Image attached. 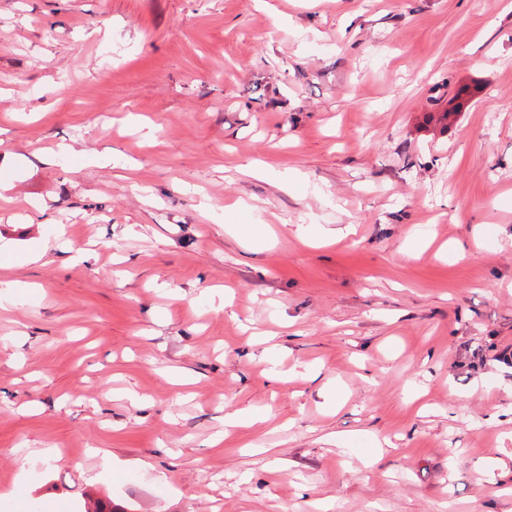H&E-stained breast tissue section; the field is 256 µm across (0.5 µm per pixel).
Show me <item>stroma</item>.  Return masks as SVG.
Returning <instances> with one entry per match:
<instances>
[{"mask_svg": "<svg viewBox=\"0 0 512 512\" xmlns=\"http://www.w3.org/2000/svg\"><path fill=\"white\" fill-rule=\"evenodd\" d=\"M0 183L13 512H512V0H0Z\"/></svg>", "mask_w": 512, "mask_h": 512, "instance_id": "1", "label": "stroma"}]
</instances>
